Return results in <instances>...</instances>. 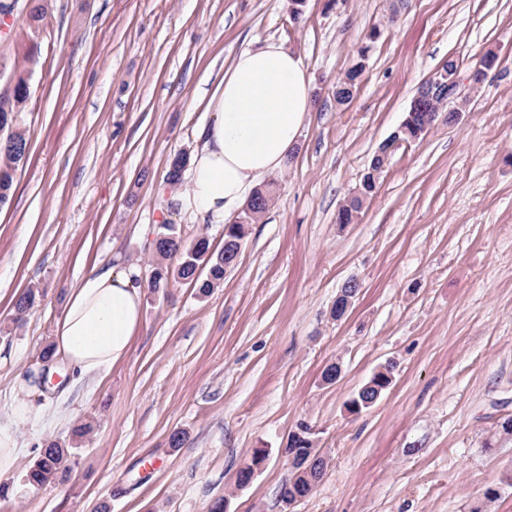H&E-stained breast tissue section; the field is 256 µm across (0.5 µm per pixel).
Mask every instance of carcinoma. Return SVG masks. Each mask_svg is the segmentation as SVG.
<instances>
[{
  "mask_svg": "<svg viewBox=\"0 0 512 512\" xmlns=\"http://www.w3.org/2000/svg\"><path fill=\"white\" fill-rule=\"evenodd\" d=\"M48 18V0H33L27 17L24 36L32 37L46 23ZM380 32L372 30L368 43L358 51L357 59L336 83V100L340 104L348 102L357 90L366 70L368 54ZM15 78L9 95L0 98V102H9L10 111L0 112V208L10 203L16 171L24 162L29 152V139L25 124L18 120L25 112L30 97L32 71L13 74ZM187 166L184 153L175 155L169 163L166 181L172 187L183 183V174ZM387 167V161L372 156L368 167L358 184L361 195L346 200L338 212L340 224H355L363 210V198H371L377 190L379 180ZM272 183L257 187L235 221L228 226L224 234V247L216 251L205 237H198L191 242L185 241L176 225L162 223L158 226L154 240L157 262L148 279V288L158 291L174 283H189L197 288L201 295L208 294L223 280L225 267L236 263L249 226L259 222L268 210L274 195ZM39 296L35 288L24 289L15 299V321H21L34 307ZM377 391L372 387L362 386L354 397V403L368 409L377 401ZM75 446H65L56 440H50L41 449L39 456L30 462L24 470V479L29 487L40 488L46 485L66 481L71 474V457ZM286 458H292L291 475L279 489L278 501L281 509L288 510V500L300 501L309 497L323 477L326 459L320 449L308 450L294 442L279 449Z\"/></svg>",
  "mask_w": 512,
  "mask_h": 512,
  "instance_id": "1",
  "label": "carcinoma"
}]
</instances>
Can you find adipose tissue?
<instances>
[{
	"mask_svg": "<svg viewBox=\"0 0 512 512\" xmlns=\"http://www.w3.org/2000/svg\"><path fill=\"white\" fill-rule=\"evenodd\" d=\"M311 106V79L296 52L271 41L238 53L210 99V121L197 131L189 188L174 196L180 211L213 224L229 221L289 160ZM138 276L133 266L98 268L71 290L44 382L62 368L79 381L126 358L143 318Z\"/></svg>",
	"mask_w": 512,
	"mask_h": 512,
	"instance_id": "ef3b65f1",
	"label": "adipose tissue"
}]
</instances>
